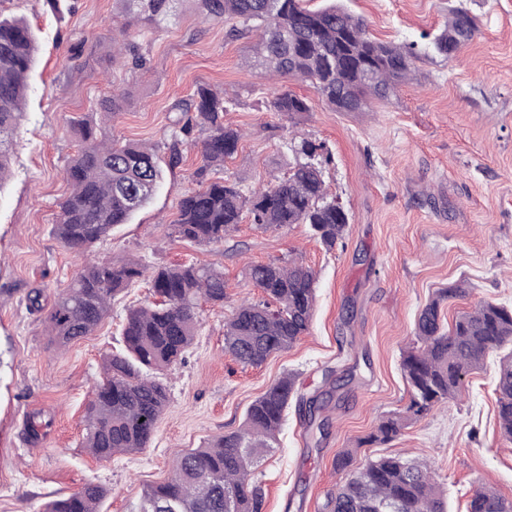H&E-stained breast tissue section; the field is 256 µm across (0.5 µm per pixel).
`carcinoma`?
<instances>
[{
	"label": "carcinoma",
	"mask_w": 512,
	"mask_h": 512,
	"mask_svg": "<svg viewBox=\"0 0 512 512\" xmlns=\"http://www.w3.org/2000/svg\"><path fill=\"white\" fill-rule=\"evenodd\" d=\"M126 14L142 26L158 24L174 0H121ZM208 16L236 20L229 35H243L248 24L262 29L256 45L257 66L276 77L308 82L318 100L336 112H362L373 100H387L409 79L419 59V45H391L371 38L361 19L336 3L318 10L307 0H196ZM478 31L476 19L462 8L450 10L448 21L431 41L433 52L451 60ZM37 50L36 36L17 17H0V185L20 125L27 78ZM125 94L100 100L96 110L122 111ZM276 111L293 116L311 110L309 100L285 91L273 101ZM175 142L204 134L203 165L197 176L236 153L238 129L224 124V97L200 87L196 97L178 105ZM80 147L65 173L70 194L58 203L52 233L67 249L83 253L127 223L151 200L162 170L154 148L138 143L114 145L88 116L77 122ZM323 146L307 139L297 151L308 161L266 189L246 196L235 183L213 182L184 195L172 225L178 237L217 245L240 222L242 212L263 229L308 224L327 247L343 238L348 224L344 207L325 189L322 164L314 158ZM149 276L154 301L128 309L122 328L124 347L108 355L100 380L84 410V448L102 461L148 446L168 404L166 386L148 377L180 360L192 345L200 301L224 306V273L205 265L178 264L147 270L137 260L117 266L99 261L83 266L58 295L46 321L51 343L62 347L91 334L109 312L112 299L132 283ZM263 292L258 300L238 305L224 323V347L240 363L262 364L273 353L291 348L309 328L315 301L316 275L290 262L249 269ZM464 289L439 291L421 310L415 335L421 346L403 355L402 370L410 400L402 415L380 420L365 442L382 444L397 437L411 420L454 399L464 377L493 351L512 346V307L484 301L459 315L444 330L440 306ZM498 421L512 440V353L500 363L496 377ZM293 397V381L281 377L248 407L242 426L214 442L177 458L169 481L144 491L133 512H260L261 495L252 473L274 450L284 412ZM105 489L89 483L55 499L41 512H101ZM448 512L431 468L421 462L383 455L350 472L325 504L326 512ZM468 512H512V503L482 487Z\"/></svg>",
	"instance_id": "1"
}]
</instances>
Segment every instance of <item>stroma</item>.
I'll list each match as a JSON object with an SVG mask.
<instances>
[{
    "label": "stroma",
    "instance_id": "obj_1",
    "mask_svg": "<svg viewBox=\"0 0 512 512\" xmlns=\"http://www.w3.org/2000/svg\"><path fill=\"white\" fill-rule=\"evenodd\" d=\"M364 20L369 35L401 45L437 33L448 8L477 16L479 30L453 60L421 56L410 79L364 112H336L312 87L270 79L252 52L260 30L228 37L229 23L200 14L194 0H176L159 26H132L126 40L147 64L112 59V28L124 22L120 0H0V14L23 18L38 35L11 174L0 185V512L39 507L85 484L104 486L102 512H131L149 486L167 481L183 452L243 423L248 406L283 376L294 381L274 452L256 470L261 512H323L344 474L381 455L427 462L448 497L449 512H467L474 491L494 488L512 500V443L497 416L498 355L464 381L459 397L376 447L361 440L379 418L404 411L409 387L401 361L415 341L421 309L443 288L463 296L443 303L451 326L483 301L512 306V0H339ZM224 95L226 124L244 136L237 153L211 179L243 193L275 182L300 161L305 138L323 145L330 196L348 214L342 241L327 248L309 225L263 230L239 224L223 244L179 238L172 223L195 188L197 147L174 144L177 103L198 87ZM307 98L311 111L275 112V95ZM121 112L104 119L112 141L156 147L165 177L130 223L78 255L53 236L59 200L70 185L62 171L76 153L75 119L115 92ZM181 160L169 165L171 147ZM136 259L148 267L206 264L224 273L223 307L203 306L183 359L160 372L169 389L148 448L99 461L82 448L84 408L104 358L123 346L129 307L146 302L133 283L118 295L95 331L67 346L51 344L46 317L85 264ZM297 261L317 283L307 333L260 366L224 351V323L245 298L261 291L250 266ZM40 291V307L28 296ZM323 430L309 429V417ZM46 434L31 442L30 423Z\"/></svg>",
    "mask_w": 512,
    "mask_h": 512
}]
</instances>
